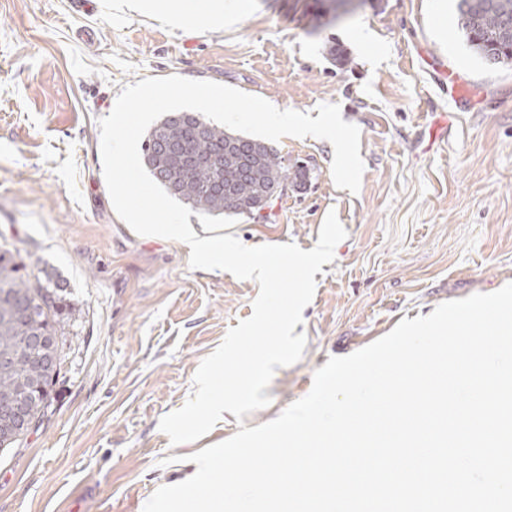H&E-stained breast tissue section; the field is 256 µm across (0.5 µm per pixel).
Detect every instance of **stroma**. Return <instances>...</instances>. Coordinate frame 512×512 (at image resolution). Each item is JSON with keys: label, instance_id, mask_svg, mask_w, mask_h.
Returning <instances> with one entry per match:
<instances>
[{"label": "stroma", "instance_id": "1", "mask_svg": "<svg viewBox=\"0 0 512 512\" xmlns=\"http://www.w3.org/2000/svg\"><path fill=\"white\" fill-rule=\"evenodd\" d=\"M114 0H0V245L39 258L63 291L60 374L43 425L0 453V512H143L196 472L190 457L306 396L314 373L403 318L512 283V63L491 65L457 26L454 0H241L227 29L181 28ZM344 51L345 65L326 56ZM471 97L457 111L444 74ZM209 80L279 109L338 104L360 130L358 193L332 177L316 137L273 144L308 168L271 217L241 215L249 247L312 249L328 212L347 236L315 274L270 403L224 413L171 446L160 419L182 407L202 360L252 314L259 286L190 268L178 241L136 234L103 175L99 121L145 78Z\"/></svg>", "mask_w": 512, "mask_h": 512}]
</instances>
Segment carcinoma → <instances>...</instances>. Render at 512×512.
<instances>
[{"instance_id": "obj_1", "label": "carcinoma", "mask_w": 512, "mask_h": 512, "mask_svg": "<svg viewBox=\"0 0 512 512\" xmlns=\"http://www.w3.org/2000/svg\"><path fill=\"white\" fill-rule=\"evenodd\" d=\"M457 10L458 27L482 59L494 65L512 62V0H458ZM229 141L234 143L235 158L224 159L220 175L200 171L186 177L175 161L159 159L167 144H191L200 152L220 155ZM143 159L151 176L168 193L210 216L247 213L266 220L268 216L261 211L272 206V198L307 178L304 168L285 166L264 142L229 132L196 112L166 114L147 134ZM29 267L37 268L38 260L26 264L17 261L11 250H0V356L15 357L9 369L0 367V397L20 390L29 393L27 425L18 433L21 439L41 426L61 367L60 299L50 278L21 274ZM27 336L48 337L49 367L40 368L26 357L21 343Z\"/></svg>"}]
</instances>
